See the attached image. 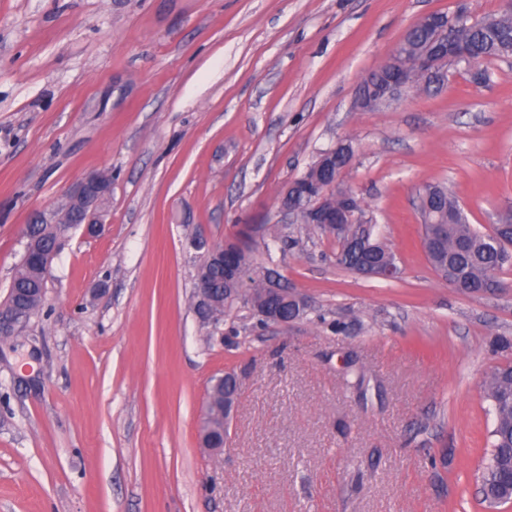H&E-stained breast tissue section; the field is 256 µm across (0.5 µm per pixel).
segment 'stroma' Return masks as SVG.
Here are the masks:
<instances>
[{"label":"stroma","mask_w":512,"mask_h":512,"mask_svg":"<svg viewBox=\"0 0 512 512\" xmlns=\"http://www.w3.org/2000/svg\"><path fill=\"white\" fill-rule=\"evenodd\" d=\"M506 6L0 0V303L34 214L112 176L104 232L66 229L42 304L0 340V512H512L476 485L484 380L512 361V269L496 294H459L418 213L430 184L483 232L512 210V58L480 62V85L462 62L433 91L354 107L424 14ZM341 139L356 158L340 184L399 280L362 279L333 238L279 222L280 189ZM245 224L254 265L307 296L295 322L196 315L191 240ZM228 370L240 396L216 456L199 426Z\"/></svg>","instance_id":"obj_1"}]
</instances>
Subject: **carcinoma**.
Returning a JSON list of instances; mask_svg holds the SVG:
<instances>
[{"mask_svg":"<svg viewBox=\"0 0 512 512\" xmlns=\"http://www.w3.org/2000/svg\"><path fill=\"white\" fill-rule=\"evenodd\" d=\"M474 58L492 60L512 57V11L493 17L491 22H476L462 30ZM433 31L413 26L404 38L406 57L429 48ZM361 220L348 224L335 235L338 243L336 263L350 271L367 272L384 264H397L396 254L374 233L373 215L358 204ZM422 246L432 268L455 290L464 295L493 294L501 288L497 272L512 267V226L493 224L481 232L469 224L458 199L445 185L431 187L421 200ZM37 244L54 247L57 228L53 224H34ZM243 274L238 279L224 278V265L205 261L209 288L213 294V314L224 315V301L243 289L250 303L265 299L267 268L251 263L248 250L242 252ZM37 275L29 256L18 264L12 287L18 290L36 287ZM484 393L493 417L490 431L491 452L477 474L483 501L499 506L512 501V364L495 366L484 381ZM229 384L212 380L203 434H218L224 428V396Z\"/></svg>","mask_w":512,"mask_h":512,"instance_id":"1","label":"carcinoma"}]
</instances>
